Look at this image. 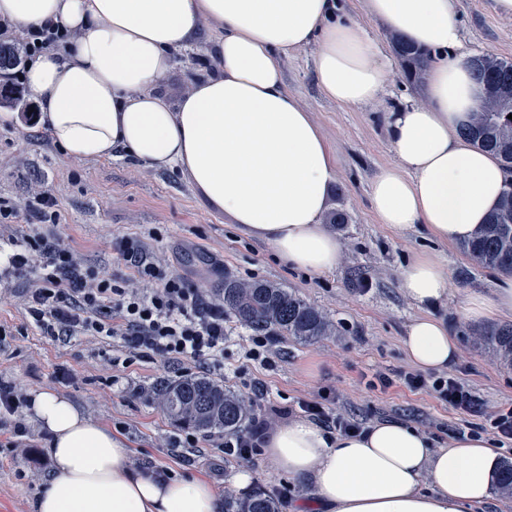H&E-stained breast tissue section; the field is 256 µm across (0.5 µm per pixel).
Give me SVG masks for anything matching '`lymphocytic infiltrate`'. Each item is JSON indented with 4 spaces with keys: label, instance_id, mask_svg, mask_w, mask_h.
Returning a JSON list of instances; mask_svg holds the SVG:
<instances>
[{
    "label": "lymphocytic infiltrate",
    "instance_id": "obj_1",
    "mask_svg": "<svg viewBox=\"0 0 512 512\" xmlns=\"http://www.w3.org/2000/svg\"><path fill=\"white\" fill-rule=\"evenodd\" d=\"M29 223L56 224L60 213L54 199L43 195L26 206L0 198V223L18 217ZM14 250L0 263V287L22 288L31 328L52 340L97 336L118 347L120 357L112 365L130 367L156 358L176 365L179 374L224 367L228 341L223 305L183 277L165 273L160 261L144 244L133 238L115 240L113 248L131 267V279L117 281L85 265L75 250L60 238L39 232L14 242ZM407 387L426 388L442 403L487 416L489 429L499 441H512V407L488 413L483 403L452 376L426 379L418 373L403 375ZM247 400L253 409L247 429L221 434L210 445L241 461L260 452L276 420L292 409L268 396L262 381L250 383ZM29 404L11 382L0 379V412L14 418L11 437L5 445L26 453L23 409ZM306 416L331 434H349L362 429L359 420L336 412L328 398L300 402Z\"/></svg>",
    "mask_w": 512,
    "mask_h": 512
}]
</instances>
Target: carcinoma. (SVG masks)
I'll use <instances>...</instances> for the list:
<instances>
[{
    "mask_svg": "<svg viewBox=\"0 0 512 512\" xmlns=\"http://www.w3.org/2000/svg\"><path fill=\"white\" fill-rule=\"evenodd\" d=\"M398 54L411 72L420 71L427 64V56L407 43L399 44ZM474 76L484 82L512 85V62L492 56L476 57ZM510 114L512 101L504 104L500 112L478 113L462 128V135L512 170ZM462 249L483 267L512 274V183L488 223ZM221 293L224 311L234 314L242 325L258 335L273 332L311 341L331 331L323 312L276 284L242 283L227 277ZM477 335L499 364L512 367V324L486 326ZM157 395L174 424L202 433L235 431L247 418L244 404L207 377L165 382L159 385ZM497 487L501 493L512 495V461L502 463ZM224 512H278V505L259 492L244 502L225 500Z\"/></svg>",
    "mask_w": 512,
    "mask_h": 512,
    "instance_id": "1",
    "label": "carcinoma"
}]
</instances>
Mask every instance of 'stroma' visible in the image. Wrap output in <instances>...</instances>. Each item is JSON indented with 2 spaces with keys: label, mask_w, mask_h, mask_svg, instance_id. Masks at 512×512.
Masks as SVG:
<instances>
[{
  "label": "stroma",
  "mask_w": 512,
  "mask_h": 512,
  "mask_svg": "<svg viewBox=\"0 0 512 512\" xmlns=\"http://www.w3.org/2000/svg\"><path fill=\"white\" fill-rule=\"evenodd\" d=\"M456 11L467 51L512 61V18L498 14L494 0H457ZM218 32V23L202 22L189 46L176 54L162 82L170 100L180 99L204 75L203 62ZM316 50L312 44L281 54L278 62L288 92L311 111L337 159V179L323 221L341 244V259L329 273L288 268L270 246L232 224L181 170H154L123 156L71 162L43 126H28L17 112L0 124V197L21 206L41 194L53 197L61 221L44 225V232L55 234L87 265L118 281L129 278L132 270L111 243L131 237L144 241L166 272L214 299L228 276L294 291L326 313L337 332L311 343L277 337L270 365L246 368L240 352L250 331L229 320L224 371L215 374V381L239 396L251 380H262L270 397L288 406L327 393L338 412L371 423L400 420L444 447L453 432L483 426L485 419L442 404L429 389L411 390L401 383V373L413 369L401 338L418 314L400 288L401 268L423 250L435 248L447 258L453 288L433 313L458 338L451 375L483 402L486 412L512 405V369L491 358L475 325L461 320L460 310L469 291L490 292L499 274L481 267L460 245L436 243L423 227L393 232L377 223L371 211L370 184L393 159L385 114L401 103L424 99V75L409 76L401 61H394L387 89L375 105L342 107L327 99L316 82ZM25 308L22 290H0V326L9 332L0 343V378L29 396L54 390L93 420L121 427L131 461L181 477L207 478L220 497L242 500L232 481L240 461L211 449L200 453L187 448L182 457L171 455L168 442L183 430L168 418L156 387L175 380L172 365L157 359L112 368L114 351L108 344L93 336L69 342L39 336L27 324ZM377 373L390 379L389 388H369ZM26 425L28 457H13L0 447V512H34L50 475L47 436L34 419ZM248 467L254 474L253 491L278 499L279 512H290L302 486L288 476L269 474L262 455H254Z\"/></svg>",
  "instance_id": "obj_1"
}]
</instances>
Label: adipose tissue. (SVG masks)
Listing matches in <instances>:
<instances>
[{"label":"adipose tissue","mask_w":512,"mask_h":512,"mask_svg":"<svg viewBox=\"0 0 512 512\" xmlns=\"http://www.w3.org/2000/svg\"><path fill=\"white\" fill-rule=\"evenodd\" d=\"M368 15L431 53L423 102L387 113L394 160L370 185L379 223L424 226L442 243L470 240L496 210L512 171L459 133L485 104L461 47L456 0H366ZM221 28L212 72L178 102L161 91L176 51L202 18ZM21 30L68 32L61 49L36 55L26 84L53 142L73 162L124 154L180 168L248 236L298 270L324 274L340 244L322 216L336 160L311 112L285 87L280 54L316 45L315 77L336 104L363 107L383 92L389 59L338 0H0ZM453 283L441 253L415 254L400 287L421 314L402 348L421 370L450 369L458 341L430 313ZM460 315L512 316V278L470 293ZM30 411L47 434L51 478L35 512H221L213 485L135 468L125 439L49 389ZM502 445L464 434L435 447L400 421L332 435L295 418L270 433L264 462L306 486L292 512H485Z\"/></svg>","instance_id":"ef3b65f1"}]
</instances>
